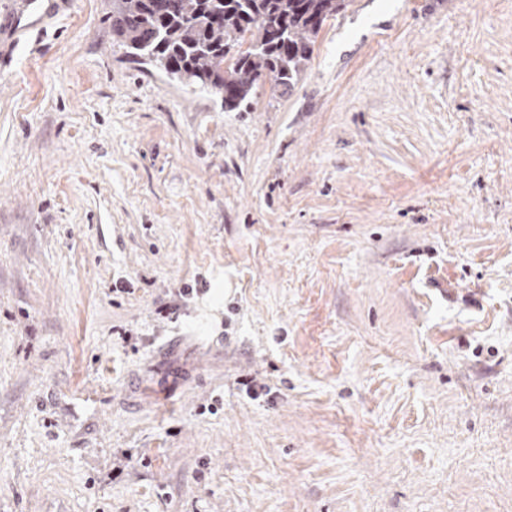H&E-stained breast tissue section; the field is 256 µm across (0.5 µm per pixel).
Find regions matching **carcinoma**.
Returning a JSON list of instances; mask_svg holds the SVG:
<instances>
[{
  "instance_id": "cac0c4a2",
  "label": "carcinoma",
  "mask_w": 512,
  "mask_h": 512,
  "mask_svg": "<svg viewBox=\"0 0 512 512\" xmlns=\"http://www.w3.org/2000/svg\"><path fill=\"white\" fill-rule=\"evenodd\" d=\"M346 0H112V40L186 87L249 104L269 77L291 88L307 70L314 39Z\"/></svg>"
}]
</instances>
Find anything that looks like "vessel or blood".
<instances>
[{"instance_id": "obj_1", "label": "vessel or blood", "mask_w": 512, "mask_h": 512, "mask_svg": "<svg viewBox=\"0 0 512 512\" xmlns=\"http://www.w3.org/2000/svg\"><path fill=\"white\" fill-rule=\"evenodd\" d=\"M74 6V0H0V17L6 20L0 26V69L9 67L8 50L21 36Z\"/></svg>"}]
</instances>
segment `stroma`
I'll use <instances>...</instances> for the list:
<instances>
[{"instance_id":"35a3bbf8","label":"stroma","mask_w":512,"mask_h":512,"mask_svg":"<svg viewBox=\"0 0 512 512\" xmlns=\"http://www.w3.org/2000/svg\"><path fill=\"white\" fill-rule=\"evenodd\" d=\"M346 3L244 112L23 36L0 512H512V0Z\"/></svg>"}]
</instances>
